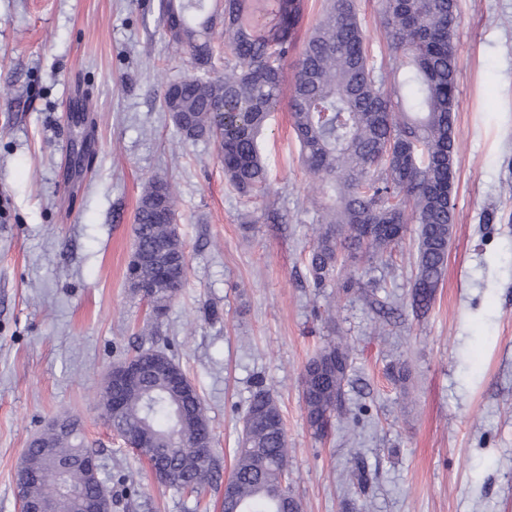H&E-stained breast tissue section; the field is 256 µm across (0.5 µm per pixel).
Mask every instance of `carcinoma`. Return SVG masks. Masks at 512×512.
<instances>
[{
    "mask_svg": "<svg viewBox=\"0 0 512 512\" xmlns=\"http://www.w3.org/2000/svg\"><path fill=\"white\" fill-rule=\"evenodd\" d=\"M304 0H160V21L168 43L188 56L183 76L163 94L164 110L186 142L218 143L224 178L239 195L252 198L267 189L268 165L260 137L284 94V65ZM382 21L394 51L388 72L375 66L355 0H327L323 19L309 34L296 60L289 92L292 129L305 170L336 191L337 205L322 218L307 270L317 288L340 277L345 265L373 264L392 255L408 225H417L411 306H433L442 281L455 216L453 194L456 137L453 114L460 24L457 0H382ZM224 70L212 74L219 49ZM175 214L170 184L149 182L141 192L134 244L126 277L148 285L147 303L164 311L184 285L158 276L156 267L136 258L157 248L184 253L176 225L159 217ZM134 358L178 366L165 352L148 348ZM351 347L333 343L304 369V399L313 433L324 437L343 405L351 368ZM120 437L146 433L153 447L147 463L175 448V478L168 486L197 493L216 470L215 455L195 453L198 427L209 424L196 388L176 393L160 372H147L122 394L121 411L107 415ZM60 459L90 453L78 420L72 429L40 435ZM287 437L276 398L259 386L252 392L231 475L234 499L224 512H280L277 493H292L288 481ZM69 485L91 498L112 501L105 484H87L71 470ZM27 484L34 499L49 500L54 512H77L59 492L51 467L31 468Z\"/></svg>",
    "mask_w": 512,
    "mask_h": 512,
    "instance_id": "obj_1",
    "label": "carcinoma"
}]
</instances>
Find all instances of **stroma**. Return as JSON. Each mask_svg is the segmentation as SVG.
I'll return each mask as SVG.
<instances>
[{
    "mask_svg": "<svg viewBox=\"0 0 512 512\" xmlns=\"http://www.w3.org/2000/svg\"><path fill=\"white\" fill-rule=\"evenodd\" d=\"M160 0H0V512L58 416L80 420L112 512H224L256 385L276 398L302 512H512V0H458L455 220L432 310L410 306L416 230L392 259L314 287L306 258L333 192L305 172L287 104L263 141L267 195L240 199L218 146L182 143L162 108L184 68ZM376 65L381 0H356ZM168 179L187 282L160 323L126 268L140 194ZM279 222H270V212ZM391 333L378 336L380 317ZM345 339L352 368L325 438L301 375ZM165 351L201 394L218 467L195 498L157 484L96 407L135 348ZM409 372L395 384L392 365Z\"/></svg>",
    "mask_w": 512,
    "mask_h": 512,
    "instance_id": "35a3bbf8",
    "label": "stroma"
}]
</instances>
